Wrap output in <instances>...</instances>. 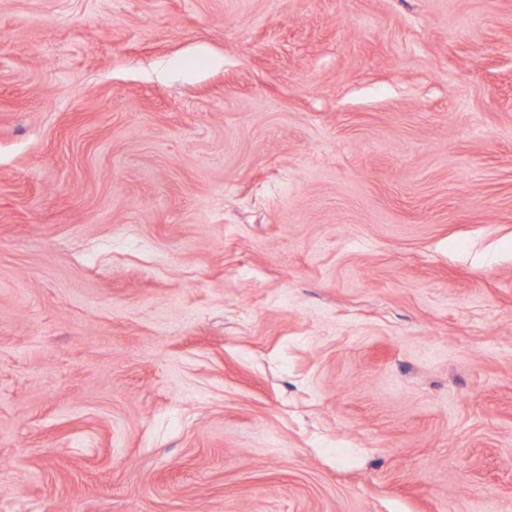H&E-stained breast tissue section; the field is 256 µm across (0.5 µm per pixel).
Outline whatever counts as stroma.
<instances>
[{
    "instance_id": "obj_1",
    "label": "stroma",
    "mask_w": 512,
    "mask_h": 512,
    "mask_svg": "<svg viewBox=\"0 0 512 512\" xmlns=\"http://www.w3.org/2000/svg\"><path fill=\"white\" fill-rule=\"evenodd\" d=\"M0 512H512V0H0Z\"/></svg>"
}]
</instances>
